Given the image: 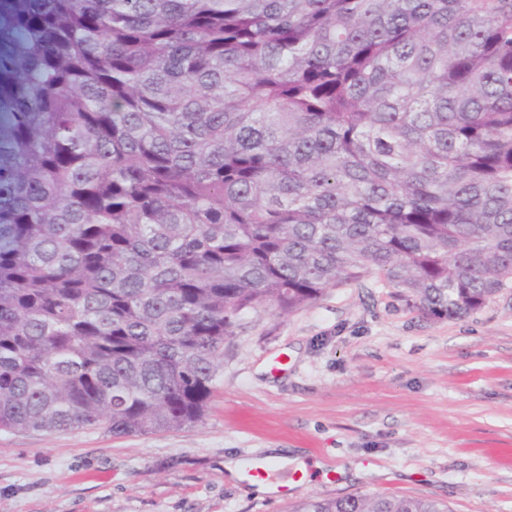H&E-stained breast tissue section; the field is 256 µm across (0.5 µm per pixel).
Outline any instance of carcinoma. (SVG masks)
<instances>
[{
  "label": "carcinoma",
  "instance_id": "cac0c4a2",
  "mask_svg": "<svg viewBox=\"0 0 512 512\" xmlns=\"http://www.w3.org/2000/svg\"><path fill=\"white\" fill-rule=\"evenodd\" d=\"M372 271L512 282V0H0L1 431L197 424L245 316Z\"/></svg>",
  "mask_w": 512,
  "mask_h": 512
}]
</instances>
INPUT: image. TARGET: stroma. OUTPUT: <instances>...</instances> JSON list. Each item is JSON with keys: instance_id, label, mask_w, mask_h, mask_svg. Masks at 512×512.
<instances>
[{"instance_id": "obj_1", "label": "stroma", "mask_w": 512, "mask_h": 512, "mask_svg": "<svg viewBox=\"0 0 512 512\" xmlns=\"http://www.w3.org/2000/svg\"><path fill=\"white\" fill-rule=\"evenodd\" d=\"M277 355L287 371L267 372ZM270 448L297 471L291 501L372 493L512 512V284L460 319L426 316L377 273L249 316L201 423L0 431V512H287L224 473Z\"/></svg>"}]
</instances>
